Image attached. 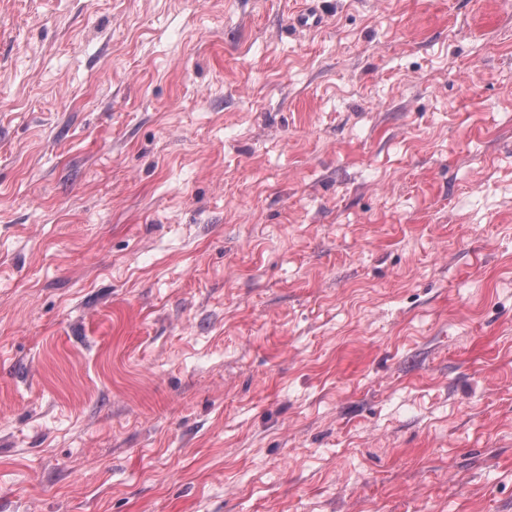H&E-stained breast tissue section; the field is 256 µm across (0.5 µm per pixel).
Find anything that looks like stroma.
I'll return each mask as SVG.
<instances>
[{
	"instance_id": "35a3bbf8",
	"label": "stroma",
	"mask_w": 512,
	"mask_h": 512,
	"mask_svg": "<svg viewBox=\"0 0 512 512\" xmlns=\"http://www.w3.org/2000/svg\"><path fill=\"white\" fill-rule=\"evenodd\" d=\"M0 0V512H512V0Z\"/></svg>"
}]
</instances>
